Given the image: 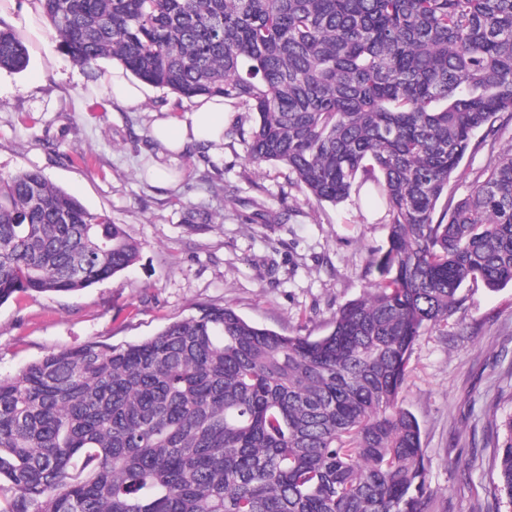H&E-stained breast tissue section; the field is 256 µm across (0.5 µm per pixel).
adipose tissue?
Masks as SVG:
<instances>
[{"label":"adipose tissue","instance_id":"adipose-tissue-1","mask_svg":"<svg viewBox=\"0 0 512 512\" xmlns=\"http://www.w3.org/2000/svg\"><path fill=\"white\" fill-rule=\"evenodd\" d=\"M101 82L111 100L125 108L138 106L145 98V89L131 73L119 66H105ZM232 118L220 97L199 99L197 107L184 116L163 112L150 128V136L161 153L178 155L187 148L219 151L224 143V127Z\"/></svg>","mask_w":512,"mask_h":512}]
</instances>
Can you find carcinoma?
Segmentation results:
<instances>
[{
	"mask_svg": "<svg viewBox=\"0 0 512 512\" xmlns=\"http://www.w3.org/2000/svg\"><path fill=\"white\" fill-rule=\"evenodd\" d=\"M38 2L74 62L255 113L249 160L287 167L317 203L371 184L389 231L371 288L323 336L206 306L0 376V512H427L419 423L398 397L417 338L467 284L512 285V147L466 197L449 190L512 121V0ZM29 60L0 28V69ZM239 217L281 223L263 203ZM137 255L41 172L0 177V304L78 292ZM502 428L494 491L512 503V415Z\"/></svg>",
	"mask_w": 512,
	"mask_h": 512,
	"instance_id": "1",
	"label": "carcinoma"
}]
</instances>
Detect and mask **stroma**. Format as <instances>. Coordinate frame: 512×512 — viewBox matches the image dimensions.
<instances>
[{"label": "stroma", "instance_id": "stroma-1", "mask_svg": "<svg viewBox=\"0 0 512 512\" xmlns=\"http://www.w3.org/2000/svg\"><path fill=\"white\" fill-rule=\"evenodd\" d=\"M49 50L55 64L47 69ZM29 53L24 71L0 69V173L40 170L90 212L123 225L139 256L77 293H20L1 304L0 375L53 349L140 340L202 306L316 337L338 305L369 289L365 267L388 226L365 193L317 204L286 167L250 163L238 138L218 154L157 156L154 113L181 116L194 101L154 87L140 106L119 107L49 30ZM149 161L181 173L179 186L151 182ZM252 199L287 212V223H241ZM192 209L201 215L190 223ZM400 402L420 425L431 512H512L491 493L501 422L512 415V286H471L462 309L419 336Z\"/></svg>", "mask_w": 512, "mask_h": 512}]
</instances>
